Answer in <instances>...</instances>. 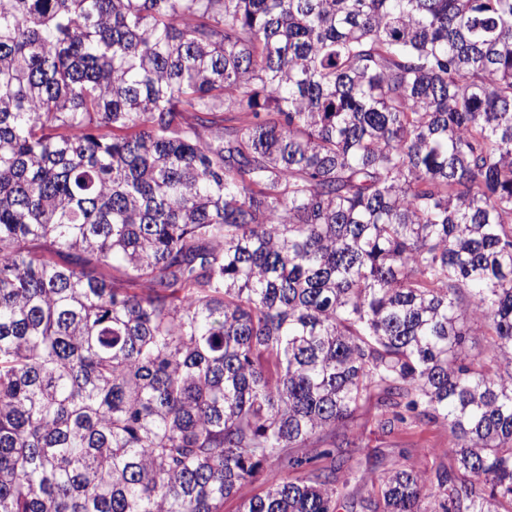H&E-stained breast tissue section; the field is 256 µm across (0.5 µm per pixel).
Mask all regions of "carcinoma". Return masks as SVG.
Here are the masks:
<instances>
[{"label": "carcinoma", "instance_id": "carcinoma-1", "mask_svg": "<svg viewBox=\"0 0 512 512\" xmlns=\"http://www.w3.org/2000/svg\"><path fill=\"white\" fill-rule=\"evenodd\" d=\"M270 462L238 512H512V0H0V512ZM354 428L362 434L359 455L365 460L370 458L379 470L390 467L398 458L401 450L408 452V462L418 469H430L433 464H449L446 457H438V448H445L448 432L439 423L416 422L402 425L391 433H383L377 428L373 410L368 405L356 416Z\"/></svg>", "mask_w": 512, "mask_h": 512}]
</instances>
